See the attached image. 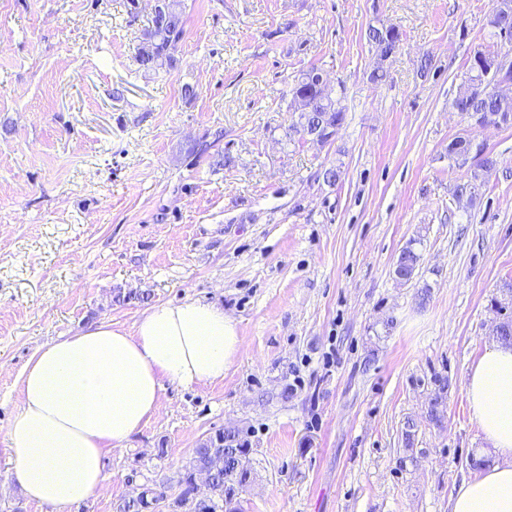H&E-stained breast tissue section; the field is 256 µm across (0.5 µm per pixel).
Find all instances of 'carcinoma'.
Instances as JSON below:
<instances>
[{
  "label": "carcinoma",
  "instance_id": "1",
  "mask_svg": "<svg viewBox=\"0 0 512 512\" xmlns=\"http://www.w3.org/2000/svg\"><path fill=\"white\" fill-rule=\"evenodd\" d=\"M512 18V0H495L487 24L494 34L501 35L500 19ZM152 26L144 42L137 48L136 60L144 67L172 65L169 47L184 36V20L181 0H160L154 9ZM399 33L394 25L369 30L368 39L385 56L389 45L398 40ZM320 72L311 69L301 74L289 89L292 95V119L288 126V138L304 140L305 129L320 128L327 131L324 142H330L336 129L345 120L340 102L332 99L319 85ZM457 111L476 116L486 123L512 127V97L505 98L496 90L490 76L475 68H468V76L454 100ZM403 272L396 280L403 283L412 281L420 256L410 247L401 251ZM502 291L510 300L500 303L505 311L500 340L512 342V281L502 284ZM250 449L242 447L236 434L217 430L214 435L193 449L188 465L179 474L177 485L180 492L173 506L184 512H201L195 499L194 479L201 473L210 479L209 512H240L238 502L233 500L234 486L244 487L252 480ZM167 498L166 490L146 489L138 497L124 501L121 512H146L151 502Z\"/></svg>",
  "mask_w": 512,
  "mask_h": 512
}]
</instances>
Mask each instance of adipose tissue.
<instances>
[{
	"label": "adipose tissue",
	"instance_id": "ef3b65f1",
	"mask_svg": "<svg viewBox=\"0 0 512 512\" xmlns=\"http://www.w3.org/2000/svg\"><path fill=\"white\" fill-rule=\"evenodd\" d=\"M241 348L236 321L194 299L154 306L130 332L104 322L43 345L20 376L6 432L13 477L39 505L86 501L103 485L104 451L150 422L165 385L223 380ZM465 389L496 461L461 483L451 512H512V344L486 347Z\"/></svg>",
	"mask_w": 512,
	"mask_h": 512
}]
</instances>
